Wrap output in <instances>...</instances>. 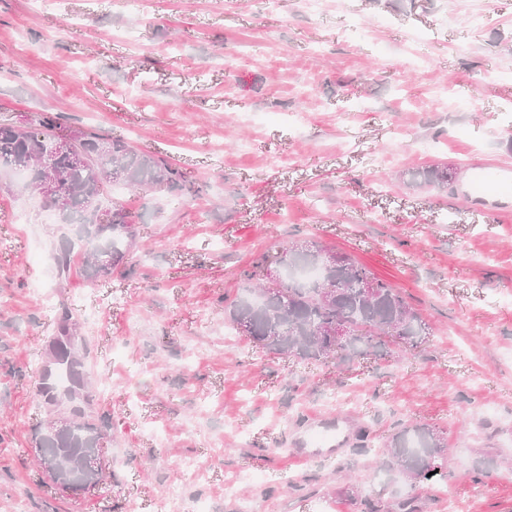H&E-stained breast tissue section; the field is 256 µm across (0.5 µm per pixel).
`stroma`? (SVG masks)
I'll return each mask as SVG.
<instances>
[{
	"instance_id": "1",
	"label": "stroma",
	"mask_w": 512,
	"mask_h": 512,
	"mask_svg": "<svg viewBox=\"0 0 512 512\" xmlns=\"http://www.w3.org/2000/svg\"><path fill=\"white\" fill-rule=\"evenodd\" d=\"M59 118L167 159L199 195L106 191L135 244L87 279L56 257L75 226L0 175V512H154L166 491L217 512H512V210L456 193L512 168V0H0V123ZM436 166L444 186L416 174ZM315 242L352 255L420 313L402 353L339 366L282 358L227 306L261 254ZM55 292L43 307L38 285ZM79 324L101 483L59 490L37 466V387L63 314ZM339 421L334 455L297 456ZM429 425L446 468L388 481L380 452ZM201 468L185 475L182 461ZM257 473L254 483L244 473Z\"/></svg>"
}]
</instances>
